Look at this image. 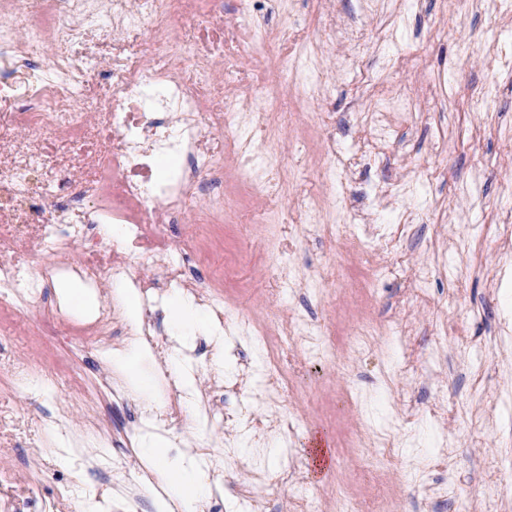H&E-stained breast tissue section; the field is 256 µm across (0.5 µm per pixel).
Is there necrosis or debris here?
I'll list each match as a JSON object with an SVG mask.
<instances>
[{
	"label": "necrosis or debris",
	"mask_w": 512,
	"mask_h": 512,
	"mask_svg": "<svg viewBox=\"0 0 512 512\" xmlns=\"http://www.w3.org/2000/svg\"><path fill=\"white\" fill-rule=\"evenodd\" d=\"M234 2L228 14L224 0H0V224L21 243L0 250V297L26 306L72 273L109 297L113 288L135 287L140 326H127L110 297L85 327L87 344L106 352L134 336L161 359L170 339L152 332V322L169 292L179 291L261 352L258 386L273 408L289 388L282 361L289 336H302L308 359L329 361L338 345L359 350L383 330L363 326L334 339L302 314L256 325L227 309L209 280L187 277L195 234L165 233L189 218L223 223L227 166L258 194L278 178L274 156L261 149L263 131L288 115L278 93L258 89L266 70L314 89L323 83L319 71L299 72L312 43L307 32L294 23L272 28L260 17L266 8L285 11L287 0ZM415 109L405 89L378 84L366 141L384 142ZM162 158L173 164L163 175ZM110 225L125 248L108 246ZM398 232L381 224L352 238L358 296L371 295L385 271L378 251ZM76 240L88 251L80 263L71 260ZM45 252L52 262L31 266ZM85 423L94 438L78 445L93 471L117 474L132 464L128 448L101 453L110 437L101 420L90 414Z\"/></svg>",
	"instance_id": "necrosis-or-debris-1"
}]
</instances>
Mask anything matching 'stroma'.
Returning a JSON list of instances; mask_svg holds the SVG:
<instances>
[{"label": "stroma", "instance_id": "obj_1", "mask_svg": "<svg viewBox=\"0 0 512 512\" xmlns=\"http://www.w3.org/2000/svg\"><path fill=\"white\" fill-rule=\"evenodd\" d=\"M300 4L301 26L317 30L332 15L337 24H352L363 45L357 54L342 42L326 46L319 64L332 77L329 90L305 105L306 111L327 115L322 141L335 143L337 155L354 160L351 169L336 170L338 200L327 214L333 232L290 227L297 204L283 195L271 207L269 223H246V215L263 203L230 187L227 215L199 239L193 266L206 271L223 257L226 303L257 324H265L271 313L284 318L300 312L344 335L354 316L348 304L353 286L346 274L353 260L348 235L368 234L380 223L372 187L412 181L415 191L402 205L415 221L385 255L401 271L381 276L368 315L375 324L391 327L398 312H405L413 325L408 350L414 369L402 371L403 350L393 336L361 352L340 347L332 361L291 366L297 391L284 395L281 408L300 415L302 426L288 443L276 439L264 450L241 441L228 448L221 429L201 431L213 453L224 459L226 506L235 508L238 493L251 485L250 474L233 465L236 456L247 455L272 471L295 464L302 469L298 483L259 488L265 512H289L300 492L315 503V512H335L336 482L355 472L360 459L377 461L376 438L387 433L394 443L407 437L414 442L386 476L396 490L398 512H458L451 501L426 502L427 489L437 482L454 484L461 500L477 512H504L512 505V240L503 233L512 223V196L504 191L512 183V68H495L484 43L496 34L512 40V18H499L492 0H471L463 9L455 0H419L416 12L398 27L392 0H382L369 17L360 16L356 0ZM388 34L405 42L408 56L402 62L392 63L383 43ZM362 72L400 83L419 100L416 116L365 154L359 149L364 132L358 116L368 111L373 97L358 80ZM477 166L482 176L475 183L471 174ZM343 196L368 211L369 224L357 223L340 204ZM280 251L298 274L321 275L324 297L298 289L276 293L273 260ZM441 256L445 266L437 267L426 288H415L411 269ZM63 302L52 287L43 302L22 310L0 303V512H88L95 503L106 512H156L155 487L161 478L148 461L116 479L98 480L72 448V436L92 408L109 424L113 438L137 446L145 433L135 407L150 402L162 413L170 398L178 397L191 416L197 403L186 399L170 365L151 355L141 363L153 382L151 394L129 391L125 403L113 404L95 389L101 369H119L111 355L88 350L80 333H60L41 317L44 307ZM446 323L456 326V333H444ZM209 342L199 336L174 347L178 354L199 349L196 360L182 363L197 387L218 370L203 352ZM226 348L218 371L235 381L241 363L255 361L256 355L242 337L228 338ZM15 358L35 367L34 379L7 374L5 366ZM73 371L83 378L86 394L71 396L59 389L48 396L46 384ZM349 386L359 393L357 405L342 397ZM466 407L478 410V418L461 421ZM356 430L368 435L365 447H339V434ZM53 432L65 444L62 455L33 458L32 449ZM317 438L325 439L330 460L315 474L307 465ZM444 453L449 456L445 464L439 461ZM69 483L90 486V495L61 499Z\"/></svg>", "mask_w": 512, "mask_h": 512}]
</instances>
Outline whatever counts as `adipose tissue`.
<instances>
[{
	"mask_svg": "<svg viewBox=\"0 0 512 512\" xmlns=\"http://www.w3.org/2000/svg\"><path fill=\"white\" fill-rule=\"evenodd\" d=\"M170 319L177 337L185 342L196 335H210L214 332L208 316L191 301L180 297L170 303ZM140 453L156 467L166 483L170 490L169 500H176L182 512H197L208 491V483L195 458L185 456L175 462L169 461L167 444L159 437L144 439L140 445ZM169 500L160 501L161 512H166Z\"/></svg>",
	"mask_w": 512,
	"mask_h": 512,
	"instance_id": "1",
	"label": "adipose tissue"
}]
</instances>
